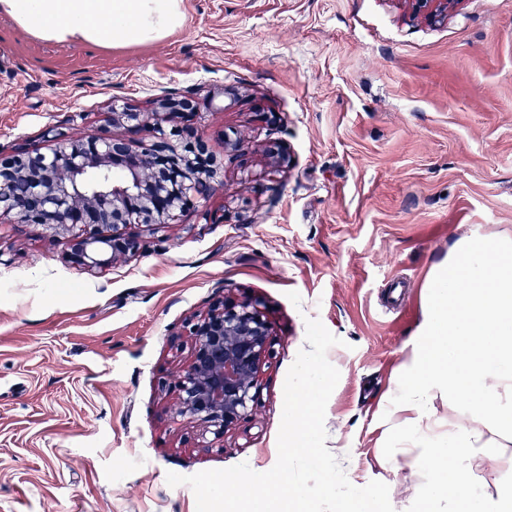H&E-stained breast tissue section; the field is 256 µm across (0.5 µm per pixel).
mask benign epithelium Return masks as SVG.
<instances>
[{
	"mask_svg": "<svg viewBox=\"0 0 512 512\" xmlns=\"http://www.w3.org/2000/svg\"><path fill=\"white\" fill-rule=\"evenodd\" d=\"M413 14L430 22L448 17L461 0H408ZM191 100L163 88L162 109L151 115L112 105V123L153 133L152 152L121 138H69L50 153L19 151L0 158V218L13 215L26 224H45L63 233L73 224L85 233L70 244V261L103 271L139 251L138 241L122 232L129 224L156 230L175 213L207 200L215 190L219 167L201 164L207 144L174 142V125ZM170 124L165 128L164 124ZM123 174L112 176V166ZM190 361L174 383L170 418L195 420L220 439L253 416L264 367L273 358V331L263 303L227 293L188 325Z\"/></svg>",
	"mask_w": 512,
	"mask_h": 512,
	"instance_id": "benign-epithelium-1",
	"label": "benign epithelium"
}]
</instances>
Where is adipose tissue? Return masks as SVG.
I'll use <instances>...</instances> for the list:
<instances>
[{"instance_id":"adipose-tissue-1","label":"adipose tissue","mask_w":512,"mask_h":512,"mask_svg":"<svg viewBox=\"0 0 512 512\" xmlns=\"http://www.w3.org/2000/svg\"><path fill=\"white\" fill-rule=\"evenodd\" d=\"M0 14L39 40L105 47L155 42L186 20L183 0H0ZM431 288L390 408L408 428L402 458L425 477L420 512H512V239H467Z\"/></svg>"}]
</instances>
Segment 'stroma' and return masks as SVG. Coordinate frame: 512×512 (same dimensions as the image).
<instances>
[{"label":"stroma","mask_w":512,"mask_h":512,"mask_svg":"<svg viewBox=\"0 0 512 512\" xmlns=\"http://www.w3.org/2000/svg\"><path fill=\"white\" fill-rule=\"evenodd\" d=\"M145 45L40 41L0 14V152L58 137L150 133L113 104L191 95L223 183L102 272L69 235L0 219V512H196L193 475L278 459L287 372L319 319L339 345L326 446L357 487L410 512L421 473L393 459L398 367L432 273L468 237L512 238V0H461L444 23L402 0H184ZM243 140L242 152L225 151ZM291 164L274 167L272 142ZM260 299L274 328L257 411L224 438L170 422L162 380L187 365L188 319L223 292Z\"/></svg>","instance_id":"stroma-1"}]
</instances>
